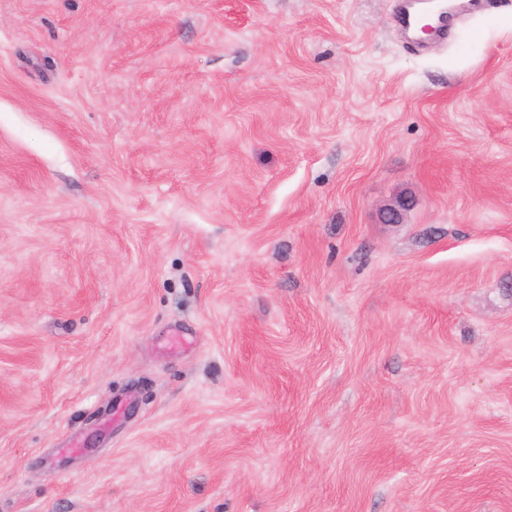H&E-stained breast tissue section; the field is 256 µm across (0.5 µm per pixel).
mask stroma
Returning a JSON list of instances; mask_svg holds the SVG:
<instances>
[{
	"mask_svg": "<svg viewBox=\"0 0 512 512\" xmlns=\"http://www.w3.org/2000/svg\"><path fill=\"white\" fill-rule=\"evenodd\" d=\"M404 5L0 0V512H512V0Z\"/></svg>",
	"mask_w": 512,
	"mask_h": 512,
	"instance_id": "1",
	"label": "stroma"
}]
</instances>
